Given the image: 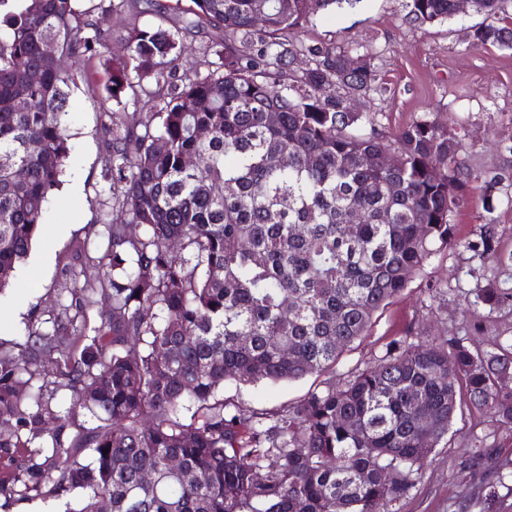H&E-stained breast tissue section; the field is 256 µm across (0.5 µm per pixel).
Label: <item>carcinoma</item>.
Segmentation results:
<instances>
[{"label": "carcinoma", "instance_id": "1", "mask_svg": "<svg viewBox=\"0 0 512 512\" xmlns=\"http://www.w3.org/2000/svg\"><path fill=\"white\" fill-rule=\"evenodd\" d=\"M10 1L0 12V102L11 104L0 112V292L70 157L69 91L112 41L75 0L0 7ZM181 2L168 29L126 17L128 4L139 17L153 0L113 5L126 55L112 59L105 89L118 104L134 94L146 112L130 126L102 105V178L117 217L103 219V255L77 251L95 274L59 289L55 313L0 350V512L50 500L62 512H101L105 501L111 512H380L414 487L462 399L512 428V386L500 383L512 349L393 340L343 386L272 412L230 409L224 385L323 374L365 335L452 241L472 178L458 165L463 139L423 115L391 141L367 113L346 111L348 95L384 90L378 68L351 70L350 50L301 33L352 0ZM508 2L473 0L486 21L470 47L512 50V28L495 22ZM406 8L421 25L456 15L455 0ZM204 26L215 59L177 76L179 33ZM48 41L69 69L44 53ZM152 77L156 89L137 95ZM463 247L512 261L491 222ZM476 298L494 310L512 305V288L491 281ZM427 410L431 433L418 426Z\"/></svg>", "mask_w": 512, "mask_h": 512}]
</instances>
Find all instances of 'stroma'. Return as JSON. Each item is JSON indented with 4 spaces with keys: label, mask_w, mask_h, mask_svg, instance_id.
Here are the masks:
<instances>
[{
    "label": "stroma",
    "mask_w": 512,
    "mask_h": 512,
    "mask_svg": "<svg viewBox=\"0 0 512 512\" xmlns=\"http://www.w3.org/2000/svg\"><path fill=\"white\" fill-rule=\"evenodd\" d=\"M468 12L440 23L419 25L404 0H346L340 8L314 17L304 39L323 40L370 54L384 92L363 106L392 135L423 114L456 128L464 148L460 167L474 173L466 202L454 216V243L432 257L424 272L376 315L368 332L321 375L294 382L239 388L227 384L226 402L243 411H272L298 404L311 391L347 380L350 372L375 361L395 339L415 340L435 326L451 339L479 336L483 344L512 343V307L474 306L478 288L494 280L512 288V264L480 260L463 247L481 224H497L500 246L512 252V51L470 48L466 34L480 23ZM86 75L72 88L67 121L73 151L61 185L45 214L27 259L0 295V339H13L32 314L49 318L65 270L75 266L77 249L99 230L112 198L103 190L106 152L102 102L106 75L99 58L85 64ZM508 174L486 209L481 174ZM445 290L439 310H430L428 284ZM483 455H475V446ZM387 512H512V429L469 404L458 409L408 495Z\"/></svg>",
    "instance_id": "35a3bbf8"
}]
</instances>
